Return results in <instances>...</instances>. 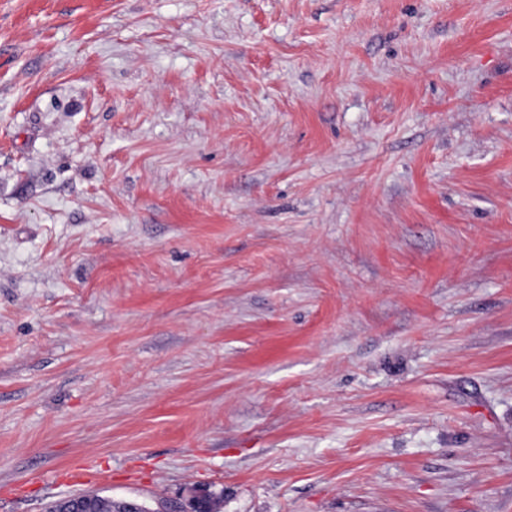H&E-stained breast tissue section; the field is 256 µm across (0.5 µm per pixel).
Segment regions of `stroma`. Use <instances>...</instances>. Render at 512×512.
<instances>
[{
  "label": "stroma",
  "instance_id": "1",
  "mask_svg": "<svg viewBox=\"0 0 512 512\" xmlns=\"http://www.w3.org/2000/svg\"><path fill=\"white\" fill-rule=\"evenodd\" d=\"M74 14L0 0V512H512V0ZM83 498L78 504H63L64 499L53 503L49 512H129L127 500L112 499L97 494L81 495Z\"/></svg>",
  "mask_w": 512,
  "mask_h": 512
}]
</instances>
